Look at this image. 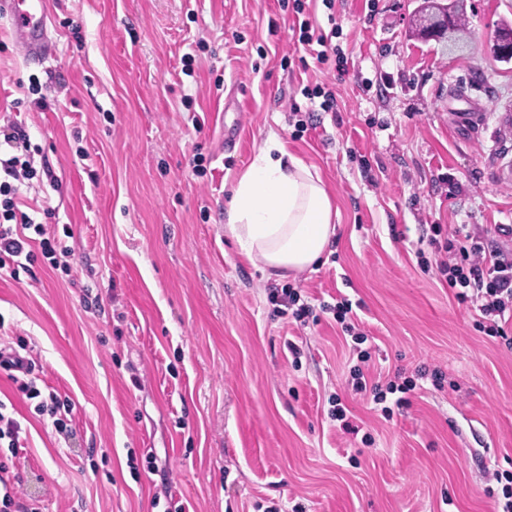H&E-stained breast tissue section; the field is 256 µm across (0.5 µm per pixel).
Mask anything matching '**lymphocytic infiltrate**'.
Here are the masks:
<instances>
[{"instance_id":"1","label":"lymphocytic infiltrate","mask_w":512,"mask_h":512,"mask_svg":"<svg viewBox=\"0 0 512 512\" xmlns=\"http://www.w3.org/2000/svg\"><path fill=\"white\" fill-rule=\"evenodd\" d=\"M299 17L296 45L318 64H334L337 71H345L348 59L342 50L332 45L314 15L306 13L304 4H297ZM4 139L14 153L10 158H0V271L18 277L37 257L53 259L70 257V246L46 238L42 223L28 214L19 213L16 200L22 186L38 175L52 177L50 168L36 169L31 155V142L24 128L12 126ZM435 255L434 261H423L424 271L435 272L454 291L458 304L468 307L476 315L475 326L488 336L499 339L512 349V246H490L485 236L455 230L454 234L434 237L429 241ZM267 299L280 315H291L300 327H307L314 313L332 315L344 333L352 340L350 351L357 357V364L350 370L351 385L355 392L370 393L375 404L380 405L385 418L408 408L411 396L422 380H431L436 389H443L444 378L440 370L418 367L414 376L394 375L386 382L371 381L363 370L371 355L363 345L368 335L356 320L353 303L342 297L336 302H320L312 306L301 289L270 287ZM0 369L20 374L18 390L27 401L33 402V412L39 417H49L56 432L68 431L65 416L72 412L69 398L58 393H42L33 376L35 362L22 355L9 342H0Z\"/></svg>"}]
</instances>
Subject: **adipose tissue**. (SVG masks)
I'll use <instances>...</instances> for the list:
<instances>
[{"label": "adipose tissue", "instance_id": "obj_1", "mask_svg": "<svg viewBox=\"0 0 512 512\" xmlns=\"http://www.w3.org/2000/svg\"><path fill=\"white\" fill-rule=\"evenodd\" d=\"M336 215L318 173L272 133L233 184L224 224L248 258L278 273L296 272L331 246Z\"/></svg>", "mask_w": 512, "mask_h": 512}]
</instances>
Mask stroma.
Returning a JSON list of instances; mask_svg holds the SVG:
<instances>
[{"mask_svg": "<svg viewBox=\"0 0 512 512\" xmlns=\"http://www.w3.org/2000/svg\"><path fill=\"white\" fill-rule=\"evenodd\" d=\"M282 0H53L56 57L29 64L0 16V130L21 123L56 185L32 182L67 270L0 277V338L74 405L70 439L32 417L12 472L39 512H496L512 472V350L423 272V226L512 225V63L493 60L512 0H467L470 49L411 34L421 0H312L345 73L292 49ZM191 63H183V55ZM191 66L192 75L182 72ZM336 109L299 133L291 103ZM242 115L224 145V103ZM314 167L340 217L327 254L286 283L361 302L372 373L439 369L384 419L348 390L340 325L275 316L272 282L224 231L232 182L269 133ZM357 435L330 418L332 397Z\"/></svg>", "mask_w": 512, "mask_h": 512, "instance_id": "35a3bbf8", "label": "stroma"}]
</instances>
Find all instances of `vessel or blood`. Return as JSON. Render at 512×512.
Wrapping results in <instances>:
<instances>
[{"mask_svg":"<svg viewBox=\"0 0 512 512\" xmlns=\"http://www.w3.org/2000/svg\"><path fill=\"white\" fill-rule=\"evenodd\" d=\"M0 14L9 19L12 39L26 61L51 58L52 0H0Z\"/></svg>","mask_w":512,"mask_h":512,"instance_id":"vessel-or-blood-1","label":"vessel or blood"}]
</instances>
